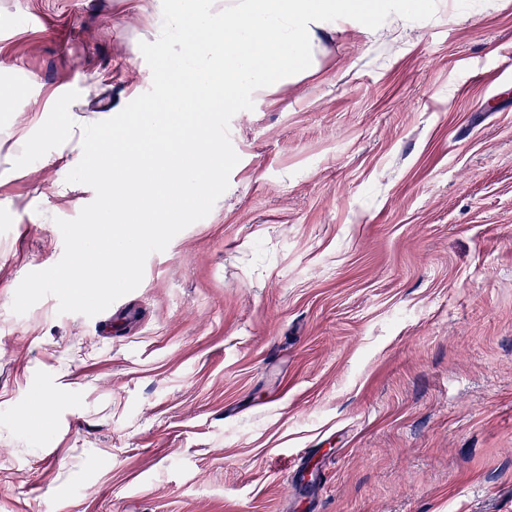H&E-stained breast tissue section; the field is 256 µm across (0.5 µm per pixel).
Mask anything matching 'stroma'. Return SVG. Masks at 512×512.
I'll return each instance as SVG.
<instances>
[{
	"mask_svg": "<svg viewBox=\"0 0 512 512\" xmlns=\"http://www.w3.org/2000/svg\"><path fill=\"white\" fill-rule=\"evenodd\" d=\"M0 73L74 138L147 92L141 0H0ZM230 122L210 214L93 317L47 296L62 161L0 129V512H512V0L323 35ZM49 414L25 425L34 393Z\"/></svg>",
	"mask_w": 512,
	"mask_h": 512,
	"instance_id": "stroma-1",
	"label": "stroma"
}]
</instances>
